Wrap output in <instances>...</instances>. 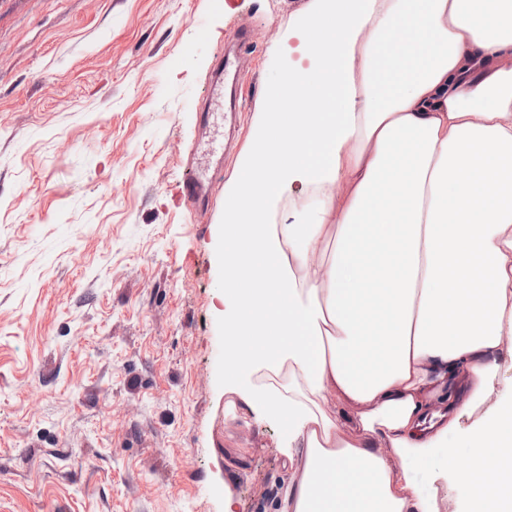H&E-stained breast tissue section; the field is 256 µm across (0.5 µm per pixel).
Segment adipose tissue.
<instances>
[{
  "mask_svg": "<svg viewBox=\"0 0 512 512\" xmlns=\"http://www.w3.org/2000/svg\"><path fill=\"white\" fill-rule=\"evenodd\" d=\"M278 52L224 187V363L286 426L282 512L447 480L512 512V399L461 424L512 356V0H311Z\"/></svg>",
  "mask_w": 512,
  "mask_h": 512,
  "instance_id": "ef3b65f1",
  "label": "adipose tissue"
}]
</instances>
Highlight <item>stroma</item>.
I'll return each mask as SVG.
<instances>
[{
    "mask_svg": "<svg viewBox=\"0 0 512 512\" xmlns=\"http://www.w3.org/2000/svg\"><path fill=\"white\" fill-rule=\"evenodd\" d=\"M308 3L0 0V512H277L283 428L227 390L224 207L180 189L234 176ZM241 26L233 135L205 87ZM216 192L217 186L212 179L191 175L182 184L181 199L189 206L210 203Z\"/></svg>",
    "mask_w": 512,
    "mask_h": 512,
    "instance_id": "stroma-1",
    "label": "stroma"
}]
</instances>
